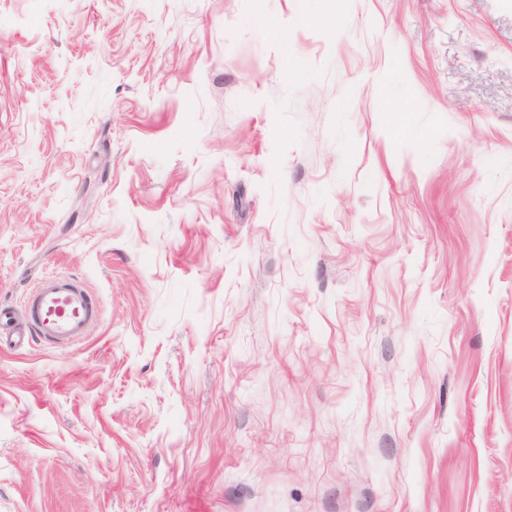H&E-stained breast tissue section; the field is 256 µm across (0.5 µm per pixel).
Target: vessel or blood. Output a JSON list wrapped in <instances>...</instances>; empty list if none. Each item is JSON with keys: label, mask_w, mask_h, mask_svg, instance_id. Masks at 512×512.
<instances>
[{"label": "vessel or blood", "mask_w": 512, "mask_h": 512, "mask_svg": "<svg viewBox=\"0 0 512 512\" xmlns=\"http://www.w3.org/2000/svg\"><path fill=\"white\" fill-rule=\"evenodd\" d=\"M28 336L61 343L84 335L98 314V302L74 279L51 276L27 299Z\"/></svg>", "instance_id": "1"}]
</instances>
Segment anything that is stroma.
Listing matches in <instances>:
<instances>
[{"mask_svg": "<svg viewBox=\"0 0 512 512\" xmlns=\"http://www.w3.org/2000/svg\"><path fill=\"white\" fill-rule=\"evenodd\" d=\"M0 512H512V0H0ZM26 309L28 328L0 336L1 347L14 340L13 336L17 342L22 336H36L54 343L84 336L88 324L97 317L98 302L74 279L51 276L28 297Z\"/></svg>", "mask_w": 512, "mask_h": 512, "instance_id": "35a3bbf8", "label": "stroma"}]
</instances>
